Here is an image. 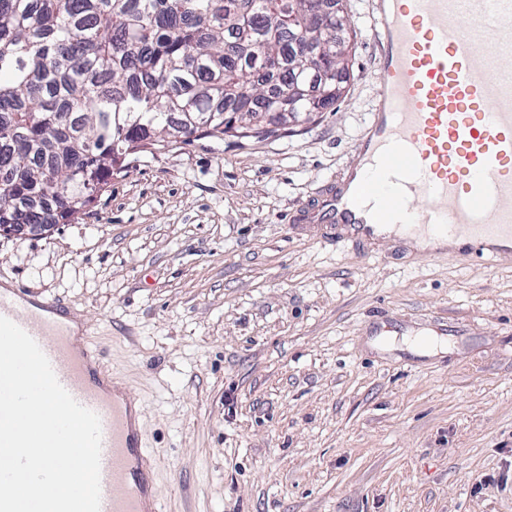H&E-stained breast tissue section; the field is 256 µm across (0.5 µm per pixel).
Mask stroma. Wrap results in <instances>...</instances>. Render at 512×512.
Instances as JSON below:
<instances>
[{
	"label": "stroma",
	"instance_id": "stroma-1",
	"mask_svg": "<svg viewBox=\"0 0 512 512\" xmlns=\"http://www.w3.org/2000/svg\"><path fill=\"white\" fill-rule=\"evenodd\" d=\"M333 111L131 157L0 281L59 298L141 402L169 512H512V257L332 241L294 218L374 106L371 0H347Z\"/></svg>",
	"mask_w": 512,
	"mask_h": 512
}]
</instances>
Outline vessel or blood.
I'll return each mask as SVG.
<instances>
[{
	"label": "vessel or blood",
	"mask_w": 512,
	"mask_h": 512,
	"mask_svg": "<svg viewBox=\"0 0 512 512\" xmlns=\"http://www.w3.org/2000/svg\"><path fill=\"white\" fill-rule=\"evenodd\" d=\"M372 14L377 101L353 164L303 221L367 241L461 237L484 263L512 256V0H373ZM26 301L0 291V316L100 418V512H162L134 395L101 388L90 370L101 352L74 340L69 313Z\"/></svg>",
	"instance_id": "vessel-or-blood-1"
}]
</instances>
